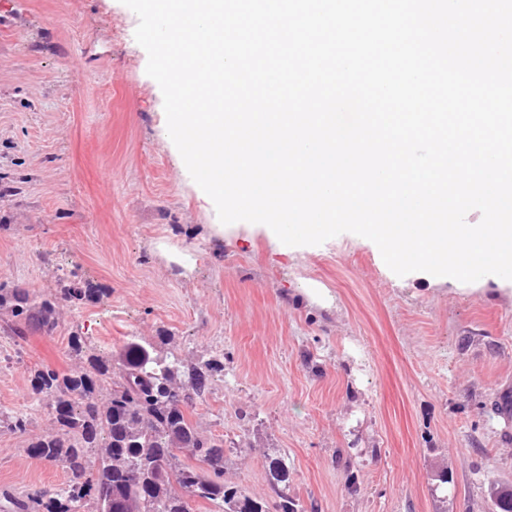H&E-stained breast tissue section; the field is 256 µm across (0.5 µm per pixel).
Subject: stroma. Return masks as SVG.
<instances>
[{
  "mask_svg": "<svg viewBox=\"0 0 512 512\" xmlns=\"http://www.w3.org/2000/svg\"><path fill=\"white\" fill-rule=\"evenodd\" d=\"M137 24L121 0H0V283L104 291L61 303L53 335L0 332V418L29 423L0 427V512L70 478L28 452L50 425L29 370L71 367L75 333L105 354L162 332L224 360L191 419L224 438L228 484L269 498L281 455L318 512H489L488 481L512 485V406L491 407L512 402V295L397 276L347 233L303 251L216 237Z\"/></svg>",
  "mask_w": 512,
  "mask_h": 512,
  "instance_id": "35a3bbf8",
  "label": "stroma"
}]
</instances>
